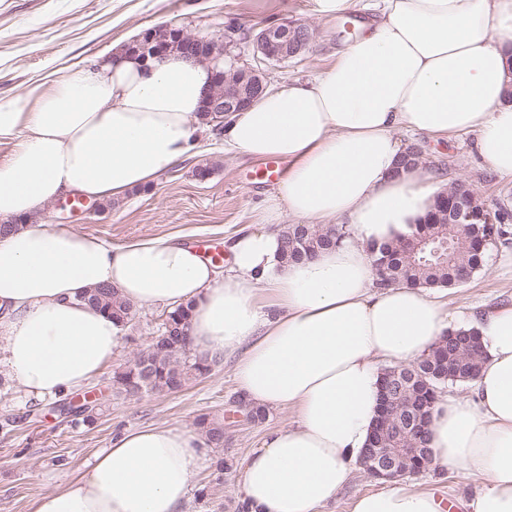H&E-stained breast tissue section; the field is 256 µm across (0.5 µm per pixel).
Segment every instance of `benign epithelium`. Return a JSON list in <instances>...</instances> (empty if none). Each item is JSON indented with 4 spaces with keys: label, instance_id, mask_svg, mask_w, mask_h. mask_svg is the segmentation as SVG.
<instances>
[{
    "label": "benign epithelium",
    "instance_id": "obj_1",
    "mask_svg": "<svg viewBox=\"0 0 512 512\" xmlns=\"http://www.w3.org/2000/svg\"><path fill=\"white\" fill-rule=\"evenodd\" d=\"M304 25L290 23L271 27L259 32L253 38L254 53L258 66L242 69L240 85L242 88L235 94L223 90L224 74L215 76L212 84L205 89L202 97L200 112L221 116L226 112H238L257 98L266 87L263 65L272 60L285 61L297 55L307 42L301 29ZM239 28H229L230 35L226 40L199 34H189L181 28L169 27L166 37H156L153 30L145 31L130 47V51L144 61L162 59L171 53H177L187 61L205 64L216 55L225 54L231 46V35ZM474 193L465 185L459 184L451 191L443 192L441 209L435 214L436 224H458L463 217L460 202ZM394 401L390 398L381 404L379 414V429L373 439V444L364 448L361 465L368 476L376 480H387L400 476L397 463L409 457H417L421 469L429 468V456H418L420 441L419 422L410 421L405 428L410 430L413 437L409 448L382 447L384 431L387 430Z\"/></svg>",
    "mask_w": 512,
    "mask_h": 512
}]
</instances>
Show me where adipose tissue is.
Listing matches in <instances>:
<instances>
[{
    "label": "adipose tissue",
    "mask_w": 512,
    "mask_h": 512,
    "mask_svg": "<svg viewBox=\"0 0 512 512\" xmlns=\"http://www.w3.org/2000/svg\"><path fill=\"white\" fill-rule=\"evenodd\" d=\"M314 11L371 18L312 78L266 87L225 115V152L288 171L223 270L175 238L114 247L37 221L58 198L120 200L193 157L202 95L223 57L145 62L114 45L36 104L0 99V141L15 144L0 162V222L12 226L0 235V365L24 394L53 398L89 384L122 347V325L85 304L86 290L106 284L135 306L191 304L193 354L230 364L251 406L295 415L247 454L245 512H324L366 446L383 368L470 330L481 366L470 396L436 399L430 468L476 480L466 512H512V305L459 320L428 289L377 287L369 252L411 235L445 185L422 166L399 168L401 133L473 135L489 171L512 179V0H314ZM288 217L348 224L352 236L286 264ZM208 453L192 428L126 431L35 512H182ZM351 512L442 510L434 491L401 477L356 497Z\"/></svg>",
    "instance_id": "1"
}]
</instances>
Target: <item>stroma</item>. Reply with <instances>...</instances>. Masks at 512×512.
<instances>
[{"instance_id":"35a3bbf8","label":"stroma","mask_w":512,"mask_h":512,"mask_svg":"<svg viewBox=\"0 0 512 512\" xmlns=\"http://www.w3.org/2000/svg\"><path fill=\"white\" fill-rule=\"evenodd\" d=\"M289 21L306 25L312 40L300 56L266 66L270 84L309 79L344 45L337 20L316 16L313 0H0V97L48 84L50 75L63 74L65 67L90 62L113 43L130 42L145 29L166 24L220 36L227 24L238 23L243 34L233 63L250 65L254 35ZM405 140L420 148L425 171L466 182L485 200L512 209V181L499 180L486 169L472 137L438 140L409 134ZM202 163L214 168L206 181L194 175ZM255 163V158L225 153L210 132L198 156L130 191L113 208L102 211L84 202L73 211L53 202L45 207L42 221L70 225L114 247L145 237H175L224 251L242 228L255 224L259 205L274 190L250 180ZM443 300L456 313L511 304L512 233L492 245L483 267L449 289ZM166 312L163 305L135 308L119 354L88 386L74 391V399L100 400L94 422L83 424L60 414L57 399L25 397L0 372V512H35L41 495L80 479L95 455L121 432L155 425L191 428L200 414L228 410L238 391L230 367L221 364L176 393L125 397L113 388L114 371L160 336ZM290 421V413L277 411L252 423L226 420L224 445L211 455L234 466L212 488L213 467L204 464L195 475L197 491L186 512H239L237 479L246 455L266 431ZM204 487L210 488L209 496H199Z\"/></svg>"}]
</instances>
